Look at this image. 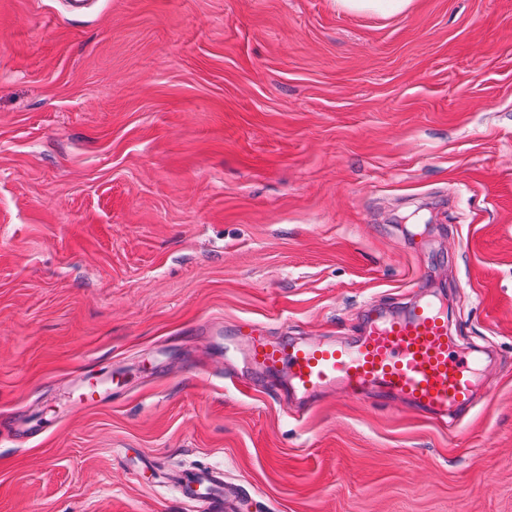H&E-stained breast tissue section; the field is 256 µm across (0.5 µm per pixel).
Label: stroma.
<instances>
[{
	"label": "stroma",
	"instance_id": "obj_1",
	"mask_svg": "<svg viewBox=\"0 0 512 512\" xmlns=\"http://www.w3.org/2000/svg\"><path fill=\"white\" fill-rule=\"evenodd\" d=\"M74 2L0 0V512H512V0ZM429 297L447 421L243 365ZM337 3L349 12L391 15L408 9L412 0H337ZM184 497L196 512H222L227 492L224 489L223 470L197 468L179 477Z\"/></svg>",
	"mask_w": 512,
	"mask_h": 512
}]
</instances>
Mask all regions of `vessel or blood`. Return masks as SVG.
I'll use <instances>...</instances> for the list:
<instances>
[{"mask_svg": "<svg viewBox=\"0 0 512 512\" xmlns=\"http://www.w3.org/2000/svg\"><path fill=\"white\" fill-rule=\"evenodd\" d=\"M367 315L362 334L344 344L272 342L259 335L248 341L245 357L255 368L284 377L301 400L294 413L298 419L308 412L307 400L338 390L355 399H399L439 418L471 403L480 362L452 346L448 310L440 302L425 299L401 314L371 307ZM179 484L194 512H223L222 470H191Z\"/></svg>", "mask_w": 512, "mask_h": 512, "instance_id": "1", "label": "vessel or blood"}]
</instances>
